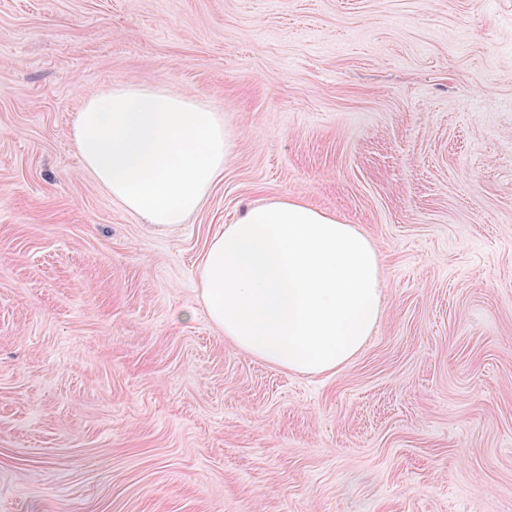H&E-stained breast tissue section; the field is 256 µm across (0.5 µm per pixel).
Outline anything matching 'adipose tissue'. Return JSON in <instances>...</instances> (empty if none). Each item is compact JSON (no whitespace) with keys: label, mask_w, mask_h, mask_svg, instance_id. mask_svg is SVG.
<instances>
[{"label":"adipose tissue","mask_w":512,"mask_h":512,"mask_svg":"<svg viewBox=\"0 0 512 512\" xmlns=\"http://www.w3.org/2000/svg\"><path fill=\"white\" fill-rule=\"evenodd\" d=\"M72 136L112 198L162 227L199 208L231 149L215 112L133 83L87 100ZM201 280L206 312L225 336L295 372L336 371L384 315L380 260L367 233L297 198L225 225L204 255Z\"/></svg>","instance_id":"1"}]
</instances>
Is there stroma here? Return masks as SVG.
Instances as JSON below:
<instances>
[{
  "label": "stroma",
  "mask_w": 512,
  "mask_h": 512,
  "mask_svg": "<svg viewBox=\"0 0 512 512\" xmlns=\"http://www.w3.org/2000/svg\"><path fill=\"white\" fill-rule=\"evenodd\" d=\"M124 82L230 136L182 224L75 147ZM284 197L381 261L326 374L201 300L212 237ZM0 512H512V0H0Z\"/></svg>",
  "instance_id": "obj_1"
}]
</instances>
